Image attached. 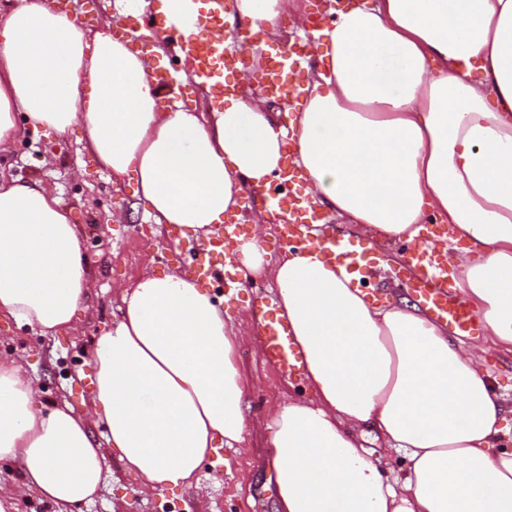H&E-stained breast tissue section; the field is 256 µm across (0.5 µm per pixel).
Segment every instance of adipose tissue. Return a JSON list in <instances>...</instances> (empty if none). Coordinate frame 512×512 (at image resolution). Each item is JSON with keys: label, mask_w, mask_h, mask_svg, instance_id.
Here are the masks:
<instances>
[{"label": "adipose tissue", "mask_w": 512, "mask_h": 512, "mask_svg": "<svg viewBox=\"0 0 512 512\" xmlns=\"http://www.w3.org/2000/svg\"><path fill=\"white\" fill-rule=\"evenodd\" d=\"M165 27L143 52L116 0L95 34L48 0L0 8V154L30 133L84 127L118 180L134 178L154 223L209 239L226 219L264 225L249 204L292 154L307 194L362 231L417 237L427 218L466 244L454 287L481 340L401 299L374 304L342 266L295 247L269 267L261 235L237 239L243 275L272 272L312 401L269 415L267 454L280 512H512V419L485 367L512 346V0H352L315 30V71L280 124L250 72L208 112L184 107L152 74L168 26L190 31L205 0H159ZM290 0H227V28L278 31ZM93 282L55 190L0 179V316L52 336L73 329ZM117 328L98 336L87 414L48 408L24 366L0 358V460L25 489L70 512L104 478L108 445L146 490L191 485L216 445L248 422L238 338L191 275L147 274L122 291ZM107 427L97 443L91 425ZM403 456L380 476L367 438Z\"/></svg>", "instance_id": "1"}]
</instances>
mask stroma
I'll return each mask as SVG.
<instances>
[{
    "label": "stroma",
    "instance_id": "35a3bbf8",
    "mask_svg": "<svg viewBox=\"0 0 512 512\" xmlns=\"http://www.w3.org/2000/svg\"><path fill=\"white\" fill-rule=\"evenodd\" d=\"M86 145L87 132L77 127L64 141L32 136L13 153L0 155L1 177L39 178L57 189L79 229L95 280L77 332L44 336L0 320V357L24 359L39 382L42 402L50 407L67 402L79 409L87 402L93 390L95 340L121 319L118 285L132 283L147 271H188L198 246L194 240L173 238L168 226L150 223L136 204L134 182H113ZM332 222L363 257L368 269L363 289L372 300L382 305L410 297L404 283L390 274L405 263L401 243L362 236L347 216L333 217ZM276 290L268 277L244 280L230 292L212 288L243 335L237 362L250 382L244 401L250 428L243 449L227 448L222 456H209L199 469L198 486L144 493L111 448H104L106 480L80 512H277L275 469L263 447L268 412L279 401L306 398L310 392L300 375H282L264 360L252 328L256 295Z\"/></svg>",
    "mask_w": 512,
    "mask_h": 512
}]
</instances>
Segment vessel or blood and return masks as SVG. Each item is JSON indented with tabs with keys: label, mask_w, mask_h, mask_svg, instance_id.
I'll list each match as a JSON object with an SVG mask.
<instances>
[{
	"label": "vessel or blood",
	"mask_w": 512,
	"mask_h": 512,
	"mask_svg": "<svg viewBox=\"0 0 512 512\" xmlns=\"http://www.w3.org/2000/svg\"><path fill=\"white\" fill-rule=\"evenodd\" d=\"M209 11L199 18L197 31L185 34L178 27H170L169 37L176 45L195 62V75L204 82L210 83L215 98H222L231 92L232 85L225 75L235 71L237 63L233 54L224 50V43L219 38L224 30V0H210ZM301 68L282 55L271 56L268 60L263 78L264 89L273 96H293L297 91ZM273 207L288 214L289 220L282 226L285 238H298L300 231L313 224L323 223V216L304 196L292 189H281L270 199ZM311 247L320 249L328 260L336 261L345 266L347 272L356 280H363L364 274L358 260L339 240L335 232L321 233L310 242ZM223 238L203 243L194 252L191 264L198 278L212 280V256L223 250ZM408 268L410 276L407 285L418 296L425 308L441 321L448 323L450 328L460 332H468L472 328L475 316L463 306L448 286V269L444 261L439 260L422 244H414L409 248ZM259 334L265 357L281 373L294 371L298 362L297 353L292 345L285 323L273 316L269 306H261L256 317Z\"/></svg>",
	"instance_id": "obj_1"
}]
</instances>
